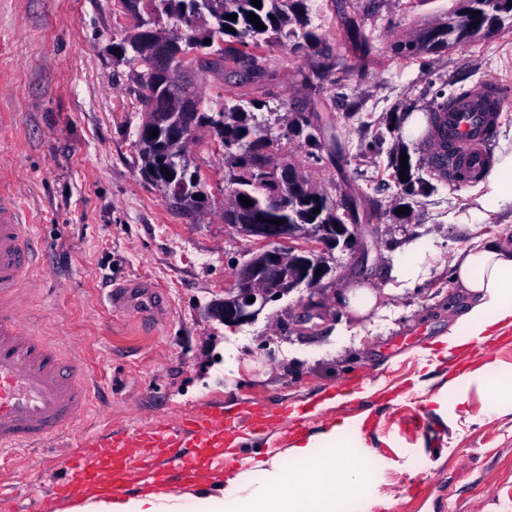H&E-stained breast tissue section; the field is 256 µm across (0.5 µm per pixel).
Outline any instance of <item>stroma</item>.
Wrapping results in <instances>:
<instances>
[{
	"label": "stroma",
	"mask_w": 512,
	"mask_h": 512,
	"mask_svg": "<svg viewBox=\"0 0 512 512\" xmlns=\"http://www.w3.org/2000/svg\"><path fill=\"white\" fill-rule=\"evenodd\" d=\"M339 2L311 5L324 43L355 66L342 94H310L292 55L279 49L267 54L276 80L266 95L210 72L190 77L209 96L263 98L262 120L316 108L345 142L346 155L309 171L329 191L357 197L365 215L358 246L330 255L333 273L322 283L327 317L302 322L312 293L301 287L253 321L228 325L208 318L205 308L223 296L255 246L225 226L221 192L192 221L141 178L136 84L112 49L132 17L119 0H0V177L19 193L48 264L23 284L24 314L85 364L93 384L87 412L63 442L0 459V478L14 486L20 512H30L65 451L87 435H129L208 404L258 416L361 385L383 386L387 396L312 413L305 433L360 424L347 440L370 460L374 487L393 496L391 512H512V397H500L490 414L477 383L441 392L442 380L461 373L456 358L440 357L430 376L419 354L447 333L462 302L451 280L453 253L478 234L512 232V202L470 232L468 185L405 196L380 182L388 144L360 151L387 116L426 113L439 88L451 93L484 80L512 85V33L400 61L394 42L419 33L453 0H361L375 50L358 64L346 51ZM351 109L356 119H347ZM417 238L423 247L414 259L416 279H396L404 246ZM365 280L393 292L380 312L360 320L336 296ZM126 284L145 286L160 307L111 308L108 291ZM243 345L253 364L232 370L231 357Z\"/></svg>",
	"instance_id": "35a3bbf8"
}]
</instances>
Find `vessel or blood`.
I'll return each mask as SVG.
<instances>
[{
  "mask_svg": "<svg viewBox=\"0 0 512 512\" xmlns=\"http://www.w3.org/2000/svg\"><path fill=\"white\" fill-rule=\"evenodd\" d=\"M497 84L482 82L450 99L431 130L432 156L449 181H480L494 164ZM40 261L21 199L0 186V453L41 445L71 429L86 413L90 383L83 363L66 359L58 343L39 337L23 318L22 288ZM264 423L223 411L198 410L130 436L86 437L64 459L61 474L38 498L36 512H62L84 493L122 491L133 473L151 485L192 487L204 474L246 465L243 449L225 435L257 434Z\"/></svg>",
  "mask_w": 512,
  "mask_h": 512,
  "instance_id": "vessel-or-blood-1",
  "label": "vessel or blood"
}]
</instances>
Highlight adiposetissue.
Segmentation results:
<instances>
[{
  "label": "adipose tissue",
  "mask_w": 512,
  "mask_h": 512,
  "mask_svg": "<svg viewBox=\"0 0 512 512\" xmlns=\"http://www.w3.org/2000/svg\"><path fill=\"white\" fill-rule=\"evenodd\" d=\"M472 220L482 222L512 200V155L488 169ZM451 277L465 298L440 341L445 352H457L512 327V236L487 235L472 248L459 250ZM344 428L330 426L320 434L296 441L285 454L262 455L251 469L232 478L214 474L190 499L147 490L128 496L90 492L64 512H334L337 501L350 500L359 512H391L392 496L372 489L362 467L352 462L353 450L343 441ZM307 461L291 472L285 457Z\"/></svg>",
  "instance_id": "obj_1"
}]
</instances>
